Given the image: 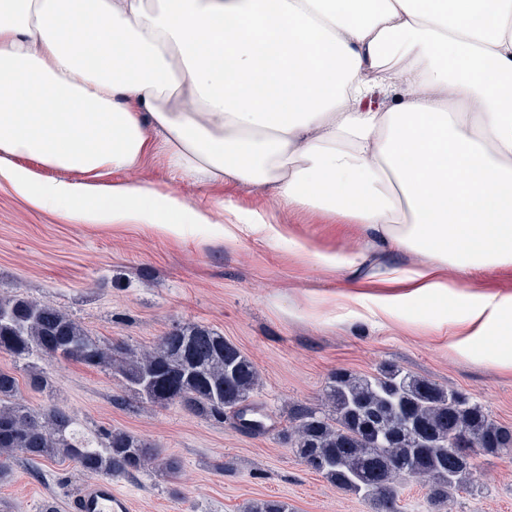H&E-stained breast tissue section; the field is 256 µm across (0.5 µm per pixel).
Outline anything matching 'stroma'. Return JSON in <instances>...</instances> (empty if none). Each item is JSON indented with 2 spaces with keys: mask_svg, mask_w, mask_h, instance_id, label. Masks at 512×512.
<instances>
[{
  "mask_svg": "<svg viewBox=\"0 0 512 512\" xmlns=\"http://www.w3.org/2000/svg\"><path fill=\"white\" fill-rule=\"evenodd\" d=\"M137 176L194 203L221 199L270 213L314 250L365 252L362 274L371 295L381 291L372 282L379 268L412 261L402 252L368 250L363 229L351 220L276 206L265 188H203L158 156ZM346 281L343 272L316 266L283 241L243 232L229 243L200 233L171 237L146 225L72 224L0 186V296L52 303L102 341L136 347L176 325H203L235 344L258 371L251 401L265 413L266 430L253 434L239 430L233 415L218 424L176 404L142 403L125 398L103 370L43 361L55 401L88 428L124 429L181 461L177 498L154 472L113 479L134 512H242L253 499L284 501L293 512H370L359 496L307 467L286 439L295 408H322L323 390L340 371L371 375L393 365L465 393L512 426V368L454 350L452 298L410 296L399 317L377 318L344 299ZM89 480L65 463H16L0 483V512H41L48 501L57 512H71ZM398 506L399 512H512V459L480 457L472 489L453 491L447 503H431L426 487L407 483Z\"/></svg>",
  "mask_w": 512,
  "mask_h": 512,
  "instance_id": "35a3bbf8",
  "label": "stroma"
}]
</instances>
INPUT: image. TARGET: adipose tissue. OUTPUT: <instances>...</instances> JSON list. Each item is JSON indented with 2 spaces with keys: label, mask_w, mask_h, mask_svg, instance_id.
I'll return each instance as SVG.
<instances>
[{
  "label": "adipose tissue",
  "mask_w": 512,
  "mask_h": 512,
  "mask_svg": "<svg viewBox=\"0 0 512 512\" xmlns=\"http://www.w3.org/2000/svg\"><path fill=\"white\" fill-rule=\"evenodd\" d=\"M153 153L206 188L353 219L421 257L384 283L456 295L449 272L512 265V0H0V184L72 224L245 228L360 265L220 200L100 185ZM457 297L463 350L512 319V297Z\"/></svg>",
  "instance_id": "1"
}]
</instances>
